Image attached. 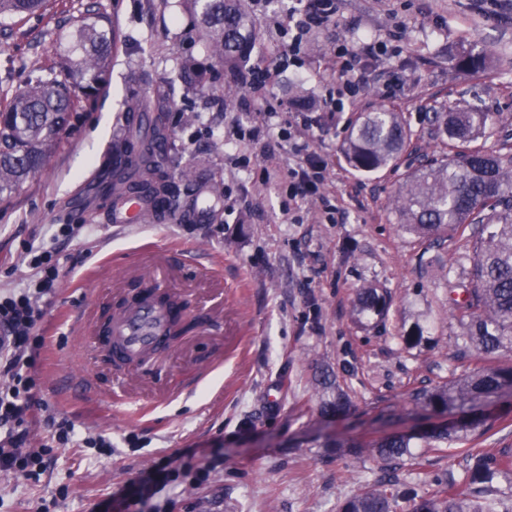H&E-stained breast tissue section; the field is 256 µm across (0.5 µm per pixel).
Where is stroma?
Wrapping results in <instances>:
<instances>
[{"label":"stroma","instance_id":"obj_1","mask_svg":"<svg viewBox=\"0 0 512 512\" xmlns=\"http://www.w3.org/2000/svg\"><path fill=\"white\" fill-rule=\"evenodd\" d=\"M298 0H243L257 36L244 70L278 64L274 85L246 89L201 39L182 0H52L44 18L0 16V97L23 88L34 66L52 65L62 35L92 11L107 17L116 36L108 79L78 112L47 167L0 199V296L36 279L28 246H59L60 284L46 304L35 353L39 397L49 411L81 431L112 440L111 453L75 444L52 449L39 480L0 477V512H95L98 503L181 448L199 449L215 463L209 481L173 490V512H338L361 486L384 475L381 461L329 454L327 440L368 443L414 434L440 422L411 394L472 369L456 351L465 328L448 303V276H467L466 243L438 245L400 228L391 202L404 176L447 148L428 114L451 109L497 112L500 123L478 144L487 151L512 145V0H337L333 24L313 29L297 56L287 53L288 12ZM404 29L397 55H377L367 81L345 112L328 118L320 105L336 77L334 49L385 40ZM477 46L496 65L473 76L455 68L448 50ZM208 69L204 87L181 82L179 62ZM403 85L384 96L385 72ZM171 92L165 166L181 200L198 185L223 181L233 208L182 224L115 227L111 202L95 196L112 179V142L125 131L126 102L152 107L157 88ZM312 103L310 148L327 164L321 191L335 209L322 220L313 198L289 200L288 145L272 139V158L249 136L258 113L273 129L293 120L287 103ZM385 106L400 112L412 137L396 165L366 174L344 155L349 126L361 113ZM249 169H240L241 159ZM278 174L261 182L259 170ZM191 181H182V170ZM81 225L80 235L55 242L58 225ZM171 242L194 249L219 268L223 289L178 268L173 287L188 292L208 320L148 366L127 367L123 402L112 397L105 356L87 363L77 320L106 315L114 288L132 289L137 251ZM386 289L384 322H358V289ZM421 325L416 344L402 335ZM201 382L180 393L185 377ZM329 378L351 405L340 417L317 407ZM473 445L486 452L512 448V407L498 401ZM462 475L457 459L417 448L398 469L407 487L423 493L438 474Z\"/></svg>","mask_w":512,"mask_h":512}]
</instances>
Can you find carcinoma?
<instances>
[{
	"label": "carcinoma",
	"mask_w": 512,
	"mask_h": 512,
	"mask_svg": "<svg viewBox=\"0 0 512 512\" xmlns=\"http://www.w3.org/2000/svg\"><path fill=\"white\" fill-rule=\"evenodd\" d=\"M196 30L208 43L211 54L224 68L234 71L250 54L255 24L241 0H185ZM49 0H0V15L26 17L47 11ZM113 42L107 22L95 13L86 14L65 36L58 67H36L26 85L0 101V196L17 191L49 162L72 113L90 101L109 73ZM456 67L471 74L484 72L492 63L484 50H462L453 55ZM181 78L191 87L206 83V75L192 59L181 62ZM159 114L142 125L127 126L114 139L112 157L137 174L141 190L171 194L163 163L156 160L157 144L165 138L162 112L169 100L156 95ZM495 112H436L437 130L455 142V152L444 159L411 170L392 201L397 223L408 233L438 243L458 233L471 243V287L456 292L448 288L455 317L468 329L464 357L474 356L476 367L430 389L414 394V400L435 415H453L444 429H432L420 438L440 448L464 444L486 420L491 399L512 392V365L486 364L498 352H512V148L488 153L470 147L482 132L497 125ZM410 134L398 113L386 108L361 114L345 147L347 162L358 170L373 172L396 162ZM389 298L382 288L358 290L354 311L358 319L381 322ZM349 407L341 389L323 395L322 414L340 416ZM413 436L401 434L367 444L370 453L395 471L412 456ZM464 476L435 478L433 489L420 496L406 489L394 476L352 494L340 512H398L399 501L411 499L412 512H484L476 503V483L489 484L512 470V452L462 453Z\"/></svg>",
	"instance_id": "carcinoma-1"
}]
</instances>
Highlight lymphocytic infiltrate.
<instances>
[{
    "label": "lymphocytic infiltrate",
    "instance_id": "1",
    "mask_svg": "<svg viewBox=\"0 0 512 512\" xmlns=\"http://www.w3.org/2000/svg\"><path fill=\"white\" fill-rule=\"evenodd\" d=\"M335 14L336 0H308L305 8L292 10L294 33L288 43L289 53H299L305 36L330 23ZM400 40V32L395 31L387 41L361 48L337 44L336 85L325 94L324 111H344L361 89L368 59L377 53H398ZM307 130L303 124L279 133L295 159L288 169V197L292 200L318 195L325 179L326 164L310 149ZM31 264L39 272L35 287L0 298V328L8 333L6 346H0V470L33 480L40 475L45 451L27 446L31 411L40 404L32 340L44 316L42 304L53 294L59 271L46 250L35 254ZM213 469L212 462L197 459L194 449L175 451L160 457L135 481L119 487L100 503L98 512H170L173 502L165 497V489L182 483L190 473L196 482L208 481Z\"/></svg>",
    "mask_w": 512,
    "mask_h": 512
}]
</instances>
